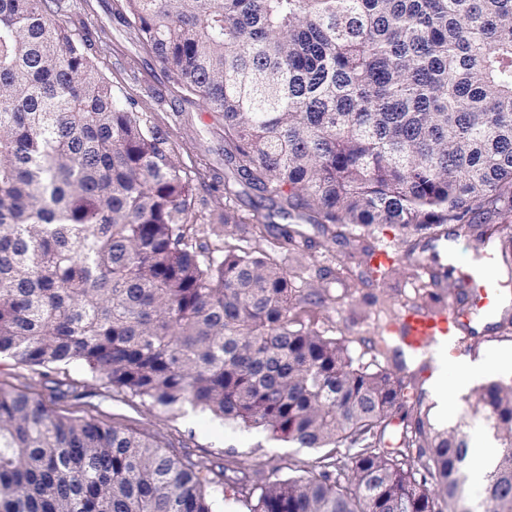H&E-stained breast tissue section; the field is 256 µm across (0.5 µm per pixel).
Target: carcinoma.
<instances>
[{
  "label": "carcinoma",
  "mask_w": 512,
  "mask_h": 512,
  "mask_svg": "<svg viewBox=\"0 0 512 512\" xmlns=\"http://www.w3.org/2000/svg\"><path fill=\"white\" fill-rule=\"evenodd\" d=\"M60 0H0V355L80 365L302 448L383 443L403 378L292 326L288 273L186 235L197 199L159 130L97 71ZM141 41L224 121L240 181L312 224L406 238L512 223V0H125ZM477 408L512 512V385ZM425 474L406 464L411 449ZM461 429L415 421L344 480L222 482L114 426L0 390V512H457ZM214 487L217 496L206 493Z\"/></svg>",
  "instance_id": "obj_1"
}]
</instances>
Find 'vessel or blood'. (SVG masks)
Listing matches in <instances>:
<instances>
[{
	"mask_svg": "<svg viewBox=\"0 0 512 512\" xmlns=\"http://www.w3.org/2000/svg\"><path fill=\"white\" fill-rule=\"evenodd\" d=\"M482 255V264L455 267L457 293L441 309L409 308L394 320L389 331L404 348L422 355L443 346L450 353L459 354L473 316L490 317L498 313L503 297L492 274L490 247H483Z\"/></svg>",
	"mask_w": 512,
	"mask_h": 512,
	"instance_id": "obj_1",
	"label": "vessel or blood"
}]
</instances>
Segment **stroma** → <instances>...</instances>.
<instances>
[{
    "label": "stroma",
    "instance_id": "obj_1",
    "mask_svg": "<svg viewBox=\"0 0 512 512\" xmlns=\"http://www.w3.org/2000/svg\"><path fill=\"white\" fill-rule=\"evenodd\" d=\"M60 18L91 46L98 72L118 92L138 102L168 147L184 164L202 205L186 233L194 242L249 252L273 259L287 271L292 284L290 317L294 328L338 342L354 367L373 373L415 374L420 361L396 350L383 331L407 305L435 309L455 291L453 276L441 287L420 284L414 255L419 238H401L388 226L347 229L346 241L332 240L321 225L300 212L284 216L275 198L236 186L224 193L232 174L224 165V122L205 112L139 39L124 19V0H61ZM231 210L240 221L216 234L214 215ZM292 241H285V234ZM385 249L390 261L384 272L372 269L365 250ZM448 405L468 436L488 433L473 398L477 384L459 389L448 382ZM0 390L41 400L54 413L113 425L148 439L164 453L192 462L197 469L232 474L240 468L268 477L308 476L350 465L348 448H302L263 429L224 424L212 414L191 407L170 411L155 407L129 391L93 377L75 365L35 366L0 358Z\"/></svg>",
    "mask_w": 512,
    "mask_h": 512
}]
</instances>
